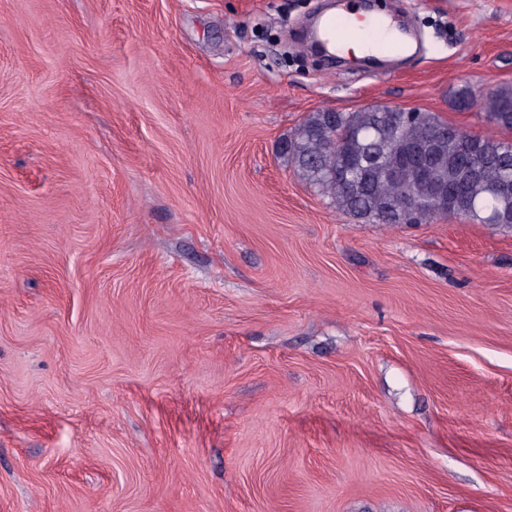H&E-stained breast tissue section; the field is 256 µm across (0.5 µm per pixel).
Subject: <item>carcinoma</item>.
Here are the masks:
<instances>
[{
	"mask_svg": "<svg viewBox=\"0 0 512 512\" xmlns=\"http://www.w3.org/2000/svg\"><path fill=\"white\" fill-rule=\"evenodd\" d=\"M461 111L483 106L488 123L512 129V87L485 99L458 92ZM283 153L336 209L374 224L452 213L512 227V144L475 136L433 112L367 107L312 112Z\"/></svg>",
	"mask_w": 512,
	"mask_h": 512,
	"instance_id": "carcinoma-1",
	"label": "carcinoma"
}]
</instances>
